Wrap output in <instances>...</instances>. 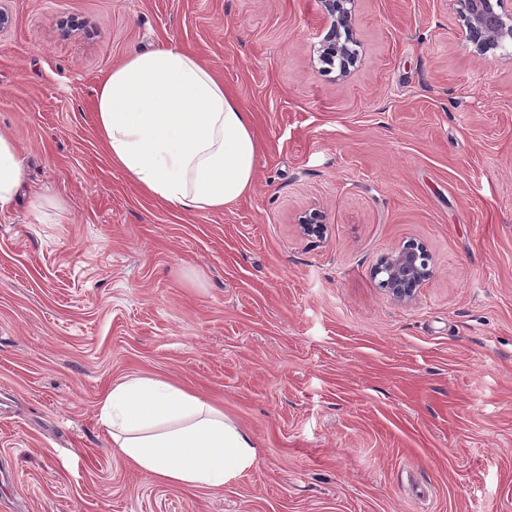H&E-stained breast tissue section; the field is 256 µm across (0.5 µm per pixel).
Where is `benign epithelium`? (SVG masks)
Instances as JSON below:
<instances>
[{"label": "benign epithelium", "mask_w": 512, "mask_h": 512, "mask_svg": "<svg viewBox=\"0 0 512 512\" xmlns=\"http://www.w3.org/2000/svg\"><path fill=\"white\" fill-rule=\"evenodd\" d=\"M459 14L466 27V39L478 52L485 54L491 49L512 40V0H457ZM328 32L321 44V55L344 69L354 57L348 41L341 31L352 34V8L354 0H320ZM303 232H321V214L309 212L299 220ZM373 275L381 277L380 286L399 303L412 302L419 288L428 282L433 271L424 244L410 241L400 248L384 254L373 269Z\"/></svg>", "instance_id": "obj_1"}]
</instances>
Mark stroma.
I'll use <instances>...</instances> for the list:
<instances>
[{
    "instance_id": "stroma-1",
    "label": "stroma",
    "mask_w": 512,
    "mask_h": 512,
    "mask_svg": "<svg viewBox=\"0 0 512 512\" xmlns=\"http://www.w3.org/2000/svg\"><path fill=\"white\" fill-rule=\"evenodd\" d=\"M0 7L27 176L0 212V512H512L511 47L477 52L456 0H355L344 75L320 0ZM171 42L254 115L255 186L219 211L144 195L97 136L100 77ZM411 239L433 276L401 304L372 269ZM131 375L222 407L254 466L131 467L98 410Z\"/></svg>"
}]
</instances>
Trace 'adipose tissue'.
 <instances>
[{
  "mask_svg": "<svg viewBox=\"0 0 512 512\" xmlns=\"http://www.w3.org/2000/svg\"><path fill=\"white\" fill-rule=\"evenodd\" d=\"M94 112L112 163L170 207L221 210L255 185L259 145L251 113L178 45L131 52L95 89ZM24 182L20 154L0 133V212ZM99 416L127 462L169 485L220 488L257 457L250 434L222 408L163 377L113 385Z\"/></svg>",
  "mask_w": 512,
  "mask_h": 512,
  "instance_id": "1",
  "label": "adipose tissue"
}]
</instances>
